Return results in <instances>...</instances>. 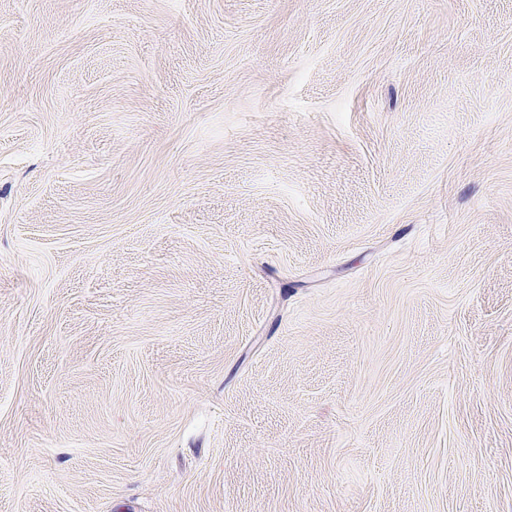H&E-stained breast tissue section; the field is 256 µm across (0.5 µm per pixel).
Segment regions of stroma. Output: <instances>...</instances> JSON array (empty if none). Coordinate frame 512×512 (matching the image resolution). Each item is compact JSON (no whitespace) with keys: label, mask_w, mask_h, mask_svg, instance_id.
Here are the masks:
<instances>
[{"label":"stroma","mask_w":512,"mask_h":512,"mask_svg":"<svg viewBox=\"0 0 512 512\" xmlns=\"http://www.w3.org/2000/svg\"><path fill=\"white\" fill-rule=\"evenodd\" d=\"M0 512H512V0H0Z\"/></svg>","instance_id":"35a3bbf8"}]
</instances>
